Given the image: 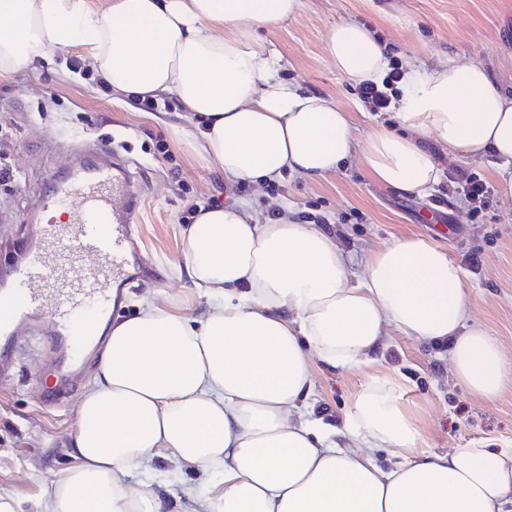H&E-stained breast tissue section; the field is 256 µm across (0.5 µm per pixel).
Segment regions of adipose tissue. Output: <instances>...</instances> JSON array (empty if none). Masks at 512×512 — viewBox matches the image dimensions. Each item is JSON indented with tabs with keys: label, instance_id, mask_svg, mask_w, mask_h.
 I'll use <instances>...</instances> for the list:
<instances>
[{
	"label": "adipose tissue",
	"instance_id": "adipose-tissue-1",
	"mask_svg": "<svg viewBox=\"0 0 512 512\" xmlns=\"http://www.w3.org/2000/svg\"><path fill=\"white\" fill-rule=\"evenodd\" d=\"M301 0H0V77L80 48L113 94L177 98L201 119L193 137L232 182L310 179L359 159L378 182L426 195L450 158L493 157L512 174V94L478 64L410 62L400 132L358 134L350 112L281 78L259 37ZM336 70L381 81L390 61L363 26L324 37ZM209 300L201 319L149 305L102 325L71 466L36 512H160L125 475L156 456L201 472L189 512H512V448L419 449L420 428L386 381L364 387L341 425L314 417L312 366L376 363L398 334L448 350L469 390L500 394L512 362L470 323L459 264L421 235L373 251L356 278L336 239L249 203L198 213L181 268ZM404 449L384 468L379 454Z\"/></svg>",
	"mask_w": 512,
	"mask_h": 512
}]
</instances>
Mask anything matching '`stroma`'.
Returning a JSON list of instances; mask_svg holds the SVG:
<instances>
[{"mask_svg":"<svg viewBox=\"0 0 512 512\" xmlns=\"http://www.w3.org/2000/svg\"><path fill=\"white\" fill-rule=\"evenodd\" d=\"M500 8L501 0H301L295 17L260 35L280 57L282 78L351 112L367 137L397 128L398 121L392 112L367 111L355 84L336 71L324 48L330 26L344 20L362 25L403 60L414 57L432 66L452 58L483 65L511 93L512 40L498 35ZM167 103L166 109L146 112L130 99H117L97 86L77 49L50 53L38 67L0 78V165L15 174L0 181L1 285L9 284L27 247L58 222L55 210L36 209L49 179L77 172L82 159L110 162L107 148L116 141L148 180L136 213L140 247L130 266L142 284L126 292L116 315H136L153 302L202 316L206 300L178 272L183 219L195 203L245 200L263 216L279 207L304 224L329 223L353 273L371 249L393 238H430L459 263L473 322L487 329L512 361V195L493 158L444 161L443 178L425 197L376 182L355 160L318 180L287 175L242 188L225 181L216 163L199 152L191 138L194 125L183 118L176 99ZM461 169L495 189L492 205L479 217L449 188L450 176ZM45 346L40 356L22 344L12 348L13 364L0 369V489L21 499L25 512L70 463L65 444L90 377L79 373L61 401L44 404L42 391L56 385L53 340ZM313 372L314 413L325 423L336 424L363 385L392 377L420 423L426 449L512 448V372L501 393L487 399L456 378L446 351L403 336L389 338L380 363L360 369L318 363ZM126 481L184 507L190 492L200 488L194 469L163 458L145 462Z\"/></svg>","mask_w":512,"mask_h":512,"instance_id":"obj_1","label":"stroma"}]
</instances>
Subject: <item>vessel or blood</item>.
<instances>
[{
	"mask_svg": "<svg viewBox=\"0 0 512 512\" xmlns=\"http://www.w3.org/2000/svg\"><path fill=\"white\" fill-rule=\"evenodd\" d=\"M134 180L119 159L94 166L73 183L51 186L53 204L72 208L73 222L30 248L10 290L0 294V328L24 334L36 348L43 332L54 333L67 341L69 362H82L112 287L126 279L128 257L138 249Z\"/></svg>",
	"mask_w": 512,
	"mask_h": 512,
	"instance_id": "vessel-or-blood-1",
	"label": "vessel or blood"
}]
</instances>
